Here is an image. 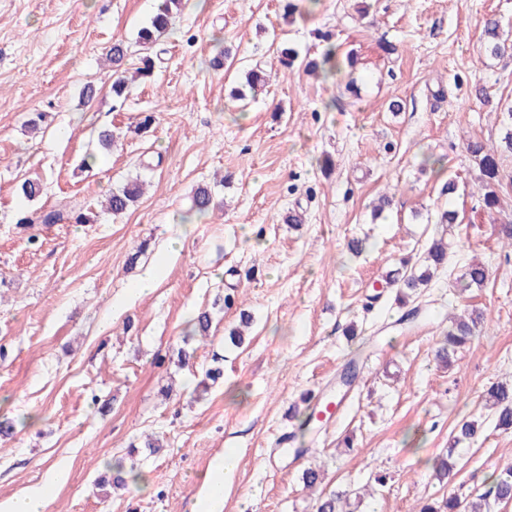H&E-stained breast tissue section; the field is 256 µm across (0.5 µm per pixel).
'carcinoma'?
<instances>
[{
    "label": "carcinoma",
    "mask_w": 512,
    "mask_h": 512,
    "mask_svg": "<svg viewBox=\"0 0 512 512\" xmlns=\"http://www.w3.org/2000/svg\"><path fill=\"white\" fill-rule=\"evenodd\" d=\"M182 0H161L157 11L150 23L138 31L136 43L141 47L142 55L138 58L136 72L143 77L153 76L154 61L150 56V50L158 44L162 37L169 31L173 14L179 10ZM483 34L491 53L500 56L512 50V46L506 44L500 38L499 24L489 18L483 26ZM114 71H119L127 62L130 52L129 47L122 41L112 44L110 50ZM336 47L328 46L321 58L308 62V68L320 70L325 75L335 74L334 58ZM470 154L478 161L480 172L483 176V187L486 191L482 194V206L487 211L496 209L499 203L495 186L501 181L500 160L506 154L512 153V127L508 128L500 139L498 146L487 148L479 141L468 144ZM142 192V184L135 181L124 185L122 188L112 191L108 206L112 215L117 216L129 210L137 201ZM213 204L211 190L207 187H199L192 198V211L203 216L207 214ZM448 257V242L437 240L429 247L424 257L425 269L419 273L407 270L408 262H402V267L391 271L386 275L387 285L394 287L403 297L408 298L418 294V290L428 285L431 274L430 269H439L446 263ZM483 317H465L457 315L448 334L444 336L442 345L437 350L441 358H448L457 350L471 342ZM486 402L494 410L496 427L504 430L512 429V385L497 383L487 390ZM480 428L477 420H463L457 427L455 443L474 438ZM455 461L453 449H448V455L441 458L434 468V476L442 483H449L455 476ZM141 479L140 474L134 469H125L122 463L106 466V475L100 478L99 485H110L124 489L128 483L136 484ZM484 505L467 506L462 497L451 494L438 505L434 502L423 504L419 512H492V506L507 507L512 504V466L489 477L486 490L479 495ZM316 512H350L349 493L346 491L332 493L317 500Z\"/></svg>",
    "instance_id": "1"
}]
</instances>
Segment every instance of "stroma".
<instances>
[{
    "label": "stroma",
    "instance_id": "obj_1",
    "mask_svg": "<svg viewBox=\"0 0 512 512\" xmlns=\"http://www.w3.org/2000/svg\"><path fill=\"white\" fill-rule=\"evenodd\" d=\"M156 4L0 0V417L15 424L0 441V510L49 487L44 512H191L228 448L239 466L222 512H315L319 491L302 482L314 465L320 491L362 494L354 512H416L482 487L512 465V432L482 400L512 381V249L494 233L512 222V156L501 160V206L487 212L466 146L498 144L512 123V56H491L482 35L493 17L512 38V0H298L289 25L280 0H183L153 79L115 103L106 54L134 45ZM331 42L336 76L310 75L306 60ZM285 43L299 53L289 69ZM221 49L231 57L212 69ZM255 67L269 83L238 110L230 91ZM89 84L97 95L85 103ZM142 112L156 116L145 136L134 131ZM105 128L118 137L109 151ZM136 179L144 194L112 216L106 195ZM27 180L39 197L22 194ZM201 185L215 206L196 218ZM384 193L392 205L374 215ZM444 209L456 224L439 223ZM51 211L63 221L41 223ZM295 211L301 223H287ZM78 213L91 222L75 223ZM440 237L448 265L410 298L418 318L399 324L383 279ZM354 238L361 254L347 247ZM474 262L488 279L461 290ZM149 269L157 288L134 294ZM472 309L484 313L479 338L444 366L435 351L450 318ZM202 310L214 318L205 337L189 326ZM243 310L253 323L235 346ZM353 358L359 376L339 413L306 435L302 455L284 452L303 396L334 392ZM216 363L223 377L192 400ZM464 418L482 427L457 445ZM148 435L162 451L130 455ZM449 451L458 473L444 486L434 466ZM118 460L140 483L97 486ZM61 469L69 479L57 486ZM378 474L385 486L366 496Z\"/></svg>",
    "mask_w": 512,
    "mask_h": 512
}]
</instances>
